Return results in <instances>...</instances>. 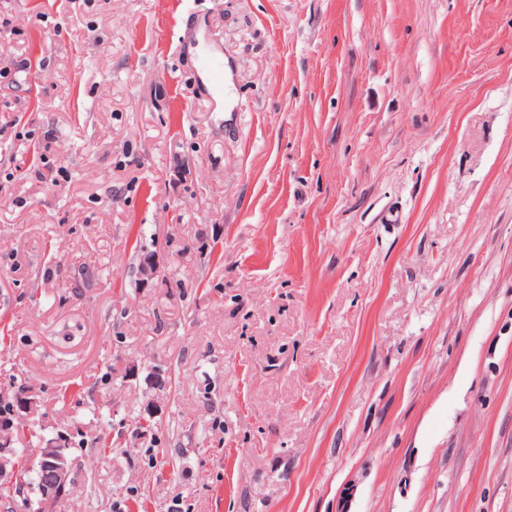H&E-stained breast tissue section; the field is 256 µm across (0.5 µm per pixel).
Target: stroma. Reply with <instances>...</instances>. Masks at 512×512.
Masks as SVG:
<instances>
[{"instance_id":"35a3bbf8","label":"stroma","mask_w":512,"mask_h":512,"mask_svg":"<svg viewBox=\"0 0 512 512\" xmlns=\"http://www.w3.org/2000/svg\"><path fill=\"white\" fill-rule=\"evenodd\" d=\"M7 404L56 512H512V0H0ZM197 73L205 75L211 89H224V65L213 53L202 51L197 55ZM67 443L65 440L61 438H56L47 443L45 448H40V454L42 458L47 462L50 468L49 478L44 481L41 485L40 483L47 477L48 469L40 462V459L37 460L35 465L29 470L24 471L20 474V480H16V486L10 489L8 487L0 488V498H4L6 500H10L13 498L14 493L20 492V490L25 485H33L37 490L38 487L42 500V509L43 512H53L54 502L58 496V500L62 497H65L70 494L73 489V481H72V466L70 459L67 454ZM34 474L33 478H29L27 474ZM55 502V503H56ZM36 507L33 512L39 511V493L38 498L35 501Z\"/></svg>"}]
</instances>
